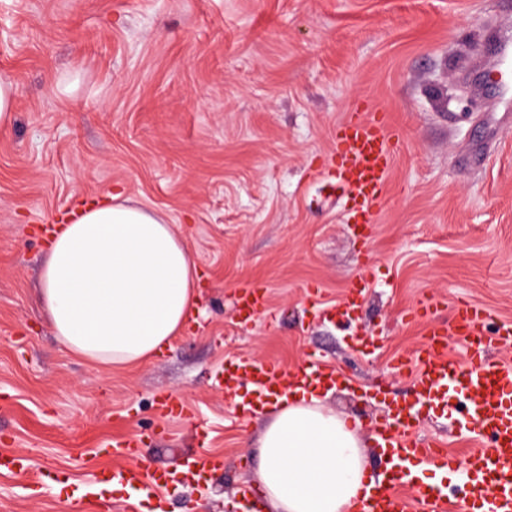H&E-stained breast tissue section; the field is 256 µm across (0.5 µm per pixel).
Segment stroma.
Instances as JSON below:
<instances>
[{"label":"stroma","instance_id":"1","mask_svg":"<svg viewBox=\"0 0 512 512\" xmlns=\"http://www.w3.org/2000/svg\"><path fill=\"white\" fill-rule=\"evenodd\" d=\"M504 31L512 0H0V78L16 88L0 127V448L34 460L29 475L0 472V512H67L59 481L81 491L80 512H241L264 418L213 384L241 357L341 366L349 382L322 404L359 419L382 470L370 427L384 396L418 404L392 365L424 339L406 311L433 296L441 320L460 302L512 320V110L479 89ZM362 101L401 144L368 242L324 172ZM109 188L163 213L201 271L197 322L134 367L70 354L37 303L38 226ZM366 273L353 324L316 316ZM246 283L269 308L245 323L233 295ZM359 333L374 354L353 352ZM166 396L184 413L160 415ZM134 432L154 467L201 449L224 468L151 499L111 495L96 481L116 465L104 446ZM416 433L460 458L475 446L437 410Z\"/></svg>","mask_w":512,"mask_h":512}]
</instances>
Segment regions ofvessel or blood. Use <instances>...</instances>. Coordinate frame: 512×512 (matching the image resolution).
Masks as SVG:
<instances>
[{
	"label": "vessel or blood",
	"instance_id": "obj_1",
	"mask_svg": "<svg viewBox=\"0 0 512 512\" xmlns=\"http://www.w3.org/2000/svg\"><path fill=\"white\" fill-rule=\"evenodd\" d=\"M511 72L512 39L506 38L487 68V82L500 95L512 96V82L507 79ZM332 139L335 149L327 165L332 187L351 204L348 227L370 237L388 192L395 156L393 132L383 113L357 111L337 124ZM369 286L368 279H360L340 302L320 307L319 318L352 320ZM234 305L243 320H252L267 308L263 287L239 288ZM438 306V300L431 297L409 311L410 320L425 321V340L413 359L398 360L397 367L414 368L416 393L429 408L448 409L461 393H468V425L477 446L462 459L448 455L439 443L416 436L410 413L398 401H391L388 414L374 424L373 435L394 465L380 474L355 512H409L413 503L421 512H512V362L492 359L489 354L490 347L512 341V322L501 324L489 335L484 325L490 314L483 307L459 306L453 321L445 323L434 318ZM456 341L467 347L465 363L448 356L449 346ZM345 380V371L335 365L315 362L283 370L270 361L242 358L217 374L215 387L239 395L244 413L256 414L295 389L312 383L331 389ZM143 444L140 435L113 441L112 455L122 459L123 465L113 469L111 476L149 495L170 483L193 482L224 467L222 457L195 450L175 468H154L141 459ZM427 467L444 474L464 473L461 500L449 497L444 485L421 482L417 472ZM30 469L25 454L0 451V470L25 475Z\"/></svg>",
	"mask_w": 512,
	"mask_h": 512
}]
</instances>
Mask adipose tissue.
Instances as JSON below:
<instances>
[{
    "label": "adipose tissue",
    "mask_w": 512,
    "mask_h": 512,
    "mask_svg": "<svg viewBox=\"0 0 512 512\" xmlns=\"http://www.w3.org/2000/svg\"><path fill=\"white\" fill-rule=\"evenodd\" d=\"M198 267L156 211L105 192L56 226L40 303L60 345L89 365L132 366L196 322ZM358 420L325 410L316 387L270 410L256 476L273 512H352L369 488Z\"/></svg>",
    "instance_id": "adipose-tissue-1"
}]
</instances>
